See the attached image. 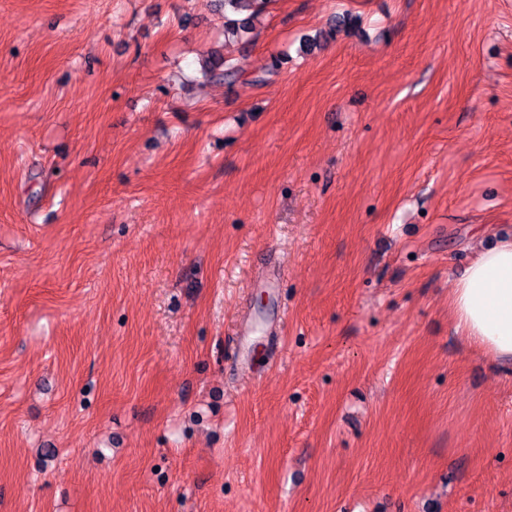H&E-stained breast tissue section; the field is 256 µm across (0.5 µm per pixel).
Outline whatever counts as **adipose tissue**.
Here are the masks:
<instances>
[{"label":"adipose tissue","mask_w":512,"mask_h":512,"mask_svg":"<svg viewBox=\"0 0 512 512\" xmlns=\"http://www.w3.org/2000/svg\"><path fill=\"white\" fill-rule=\"evenodd\" d=\"M457 333L498 364H512V235L481 251L448 297Z\"/></svg>","instance_id":"1"}]
</instances>
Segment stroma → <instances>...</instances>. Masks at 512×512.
I'll return each mask as SVG.
<instances>
[{
	"instance_id": "35a3bbf8",
	"label": "stroma",
	"mask_w": 512,
	"mask_h": 512,
	"mask_svg": "<svg viewBox=\"0 0 512 512\" xmlns=\"http://www.w3.org/2000/svg\"><path fill=\"white\" fill-rule=\"evenodd\" d=\"M505 233L512 0H0V512H512ZM224 8L227 18L224 27V39L229 35L244 37L253 29V19L265 11L273 0H215ZM229 15L233 18H229ZM202 74L207 80L223 81L231 85L239 76V67L234 59L218 56L204 66ZM456 332L497 364H512V235L481 251L449 293Z\"/></svg>"
}]
</instances>
